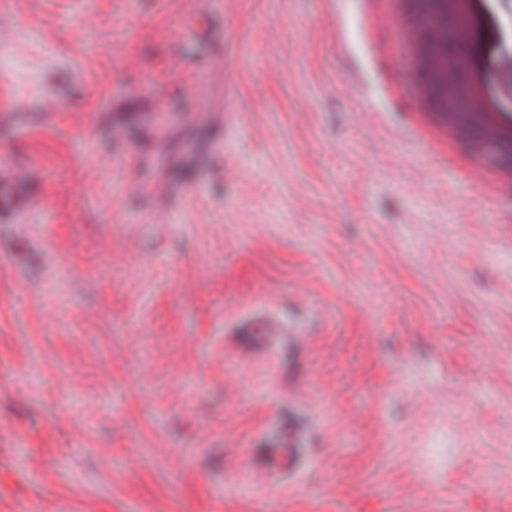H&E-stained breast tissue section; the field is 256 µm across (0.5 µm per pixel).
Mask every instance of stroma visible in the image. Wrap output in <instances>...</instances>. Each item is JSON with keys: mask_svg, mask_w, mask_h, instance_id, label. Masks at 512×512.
Listing matches in <instances>:
<instances>
[{"mask_svg": "<svg viewBox=\"0 0 512 512\" xmlns=\"http://www.w3.org/2000/svg\"><path fill=\"white\" fill-rule=\"evenodd\" d=\"M400 4L0 8V512H512V206ZM419 70L424 79L434 85H454L458 80L457 68L434 65L429 54L423 55ZM296 455L297 450L292 448L288 440L277 436L264 456L261 472L268 478L273 474H282L291 467Z\"/></svg>", "mask_w": 512, "mask_h": 512, "instance_id": "1", "label": "stroma"}]
</instances>
